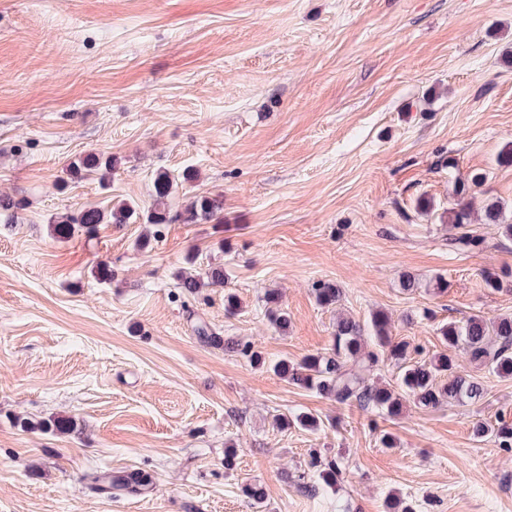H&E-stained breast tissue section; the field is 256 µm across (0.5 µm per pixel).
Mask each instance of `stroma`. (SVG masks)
<instances>
[{"label": "stroma", "instance_id": "35a3bbf8", "mask_svg": "<svg viewBox=\"0 0 512 512\" xmlns=\"http://www.w3.org/2000/svg\"><path fill=\"white\" fill-rule=\"evenodd\" d=\"M509 142L512 0H0V197L28 201L15 223L0 217V512H385L390 496L417 512H512V450L471 435L480 419L512 424V378L461 353L490 405L386 419L270 368L327 352L340 311L389 312L426 359L442 323L512 313V239L479 224L485 249H458L439 220L455 180L481 170L477 200L512 221V166L497 162ZM90 152L119 158L109 188L68 179ZM187 168L196 181H181ZM160 170L179 181L172 209L220 194L223 223L162 225L147 253L140 223L51 237L53 216L84 206L147 210ZM190 256L199 274L223 266V285L183 293ZM101 260L112 283L91 273ZM489 273L503 291L485 288ZM326 280L337 308L315 298ZM270 289L287 330L265 313ZM202 324L264 365L204 342ZM300 413L321 427H276ZM19 416L77 429L25 430ZM316 456L346 474L311 494L298 480ZM91 469L153 483L111 497L86 484Z\"/></svg>", "mask_w": 512, "mask_h": 512}]
</instances>
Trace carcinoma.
I'll list each match as a JSON object with an SVG mask.
<instances>
[{"mask_svg": "<svg viewBox=\"0 0 512 512\" xmlns=\"http://www.w3.org/2000/svg\"><path fill=\"white\" fill-rule=\"evenodd\" d=\"M118 166V158L103 157L96 153L85 155L69 167L70 175L78 177L83 173H96L100 181ZM486 173L474 170L460 177L454 184L453 206L441 215L444 223L451 225L457 233L449 239L450 245L462 249L481 250L486 241L474 234L468 226L477 222L497 224L504 236L512 238V222L504 220V207L490 198L483 206V216L476 217L468 197L474 189L486 181ZM175 179L166 171H158L152 180V205L145 213L146 223L151 225L197 224L201 221L224 220V197L198 195L183 209L172 211L168 199L174 192ZM140 218L136 207L129 204L113 205L107 208L84 207L53 217L49 224L53 239L64 241L84 230L94 233L100 224H132ZM224 280V269L213 268L203 279L197 274L182 272L179 285L193 295L199 289L216 285ZM318 302L333 307L340 300L341 291L335 284L319 281L314 288ZM281 296L269 292L265 303L274 316L273 322L279 328L288 326V315L280 308ZM391 319L384 311L373 313L370 326L340 316L332 336L328 352L309 355L299 361L282 359L273 370L289 383L316 392L339 404H357L389 418L401 414L411 403L420 410L437 409L444 405L478 406L484 404L487 388L484 383L458 369L450 351L463 348L471 361L489 372L512 378V315L504 314L488 319L473 314L460 320H450L438 329L444 351L430 359L418 358L419 350L404 340L390 336ZM389 364L399 370L396 385L369 384L363 377L368 367ZM17 424L26 430H53L70 433L75 430L74 422L68 417H54L33 423L26 418H17ZM472 435L481 440L488 435L494 437L499 447L512 449V426L502 422L495 426L479 420L473 424ZM317 479L327 487H334L342 479V463L337 458L316 459ZM89 485L108 493L137 494L151 486V478L138 474L93 472L84 476Z\"/></svg>", "mask_w": 512, "mask_h": 512, "instance_id": "carcinoma-1", "label": "carcinoma"}]
</instances>
